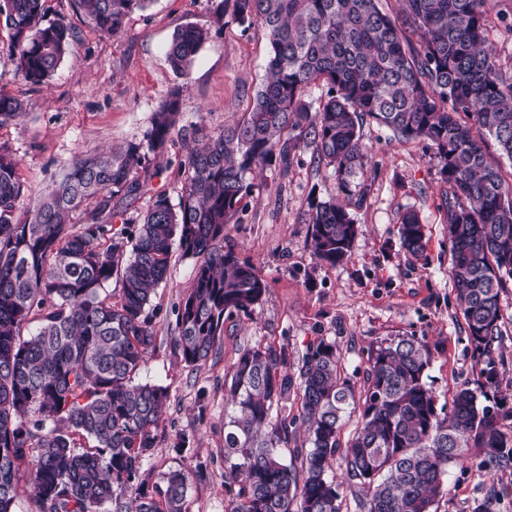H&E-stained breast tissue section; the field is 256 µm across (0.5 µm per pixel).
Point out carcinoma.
Returning <instances> with one entry per match:
<instances>
[{
    "label": "carcinoma",
    "mask_w": 512,
    "mask_h": 512,
    "mask_svg": "<svg viewBox=\"0 0 512 512\" xmlns=\"http://www.w3.org/2000/svg\"><path fill=\"white\" fill-rule=\"evenodd\" d=\"M152 0H78L96 29L111 36ZM399 18L381 0H225L236 21L263 27L271 43L266 80L250 112L217 133L193 129L204 144L181 161L178 205L152 198L138 225L116 231L112 218L140 194L146 152L161 153L181 116L183 87L169 91L140 142L120 156L77 157L48 196H25L18 162L0 145V512H13L29 473L38 512H187L188 487L206 465L175 469L151 482L145 462L159 453L165 387L137 383L154 348L147 313L166 280L173 250L203 257L191 293L175 306L172 343L188 366L206 361L224 316L249 314L268 284L224 250L227 224L245 207L254 170L288 169L311 148L333 167L340 192L364 174L361 128L373 122L402 140L430 143L448 185L445 223L449 277L462 305L478 369L477 388L458 389L438 409L424 380L427 344L396 336L368 349L364 390L341 377L342 356L323 340L298 373L284 348L243 349L231 367L224 420V487L229 512H341L344 487L361 512H436L448 467L473 448L512 463L507 397L497 398L500 295L512 279V178L489 160L488 139L512 159V74L488 43L490 0H406ZM45 0H0V21L17 71L31 84L50 78L76 34L65 21L42 24ZM423 42L414 47L406 32ZM208 29L187 25L167 49L188 72ZM325 95L312 103L313 89ZM25 112L0 94V124ZM315 259L347 261L358 226L335 201L311 204ZM399 245L418 258L425 225L402 214ZM121 282L118 298L107 288ZM36 322L35 332L22 335ZM492 398L481 404L478 396ZM297 412H288V401ZM358 413L341 449L344 417ZM305 438L298 440V426ZM346 484L329 478L337 454Z\"/></svg>",
    "instance_id": "cac0c4a2"
}]
</instances>
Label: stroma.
<instances>
[{"label": "stroma", "mask_w": 512, "mask_h": 512, "mask_svg": "<svg viewBox=\"0 0 512 512\" xmlns=\"http://www.w3.org/2000/svg\"><path fill=\"white\" fill-rule=\"evenodd\" d=\"M220 0H153L133 11L124 29L103 36L75 0H46V22L65 20L77 42L55 75L35 86L25 81L3 52L8 32L0 26V92L24 100V114L0 124V144L18 161V174L31 197L45 196L72 159L105 148L123 149L142 140L159 102L183 86L182 118L167 147L152 157L150 175L124 219L138 218L157 194L178 203L184 184L180 167L190 125L217 132L249 112L266 75L271 45L257 26L232 15L216 22ZM208 28L209 37L186 75H177L166 51L186 24ZM369 164L342 196L331 166L311 151L289 169L265 167L254 179L242 213L228 225L224 248L257 268L269 288L250 315L224 320V334L209 359L186 366L170 344L173 309L192 288L195 259L174 257L170 275L149 307L158 336L141 381L163 385L168 399L159 424L161 450L147 467L154 480L169 470L204 464L205 482L188 490L190 512H225L224 377L240 350L272 343L288 354V368L302 364L308 347L324 340L343 356L342 373L362 390L367 351L395 336L427 343L433 361L426 383L438 406L457 387L475 386L477 370L460 304L448 278V226L443 220L448 190L432 149L423 140L403 141L376 125H364ZM365 192L356 203V192ZM340 199L359 232L350 259L337 266L318 262L309 247L311 200ZM415 210L426 228L419 260L408 259L397 240L399 217ZM186 446L176 449L178 438ZM496 512H512V465L490 463L478 451L448 469L437 512H475L489 493Z\"/></svg>", "instance_id": "stroma-1"}]
</instances>
